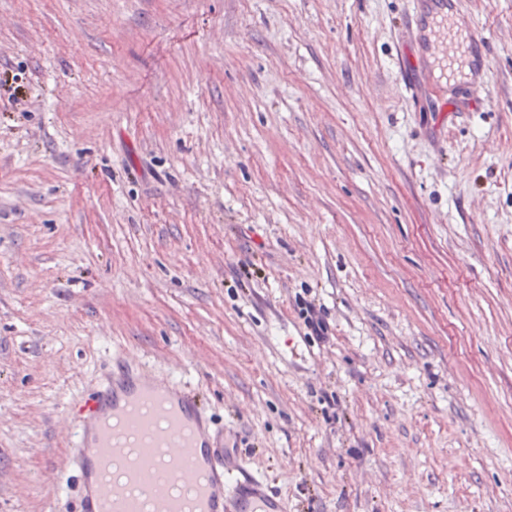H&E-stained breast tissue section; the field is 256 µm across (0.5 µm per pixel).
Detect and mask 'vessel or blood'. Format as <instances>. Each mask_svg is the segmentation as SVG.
Listing matches in <instances>:
<instances>
[{"label": "vessel or blood", "mask_w": 512, "mask_h": 512, "mask_svg": "<svg viewBox=\"0 0 512 512\" xmlns=\"http://www.w3.org/2000/svg\"><path fill=\"white\" fill-rule=\"evenodd\" d=\"M459 0H415L408 17L418 51L401 55L408 96L420 92L429 61L472 55L487 63V37L458 41ZM80 512H285L263 480L227 456L195 393L130 366L71 406Z\"/></svg>", "instance_id": "b4317fda"}]
</instances>
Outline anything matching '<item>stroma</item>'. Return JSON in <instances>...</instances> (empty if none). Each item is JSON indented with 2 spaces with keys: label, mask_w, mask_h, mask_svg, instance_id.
I'll use <instances>...</instances> for the list:
<instances>
[{
  "label": "stroma",
  "mask_w": 512,
  "mask_h": 512,
  "mask_svg": "<svg viewBox=\"0 0 512 512\" xmlns=\"http://www.w3.org/2000/svg\"><path fill=\"white\" fill-rule=\"evenodd\" d=\"M460 8L434 135L407 0H0V512H76L124 361L287 512H512V0Z\"/></svg>",
  "instance_id": "obj_1"
}]
</instances>
